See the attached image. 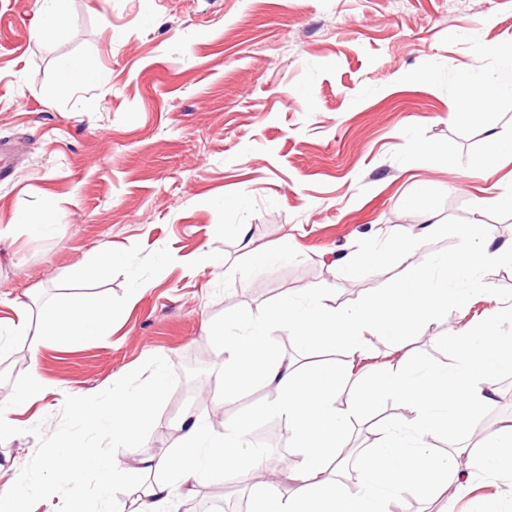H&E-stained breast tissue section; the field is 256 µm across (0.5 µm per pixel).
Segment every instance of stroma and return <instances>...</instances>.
Listing matches in <instances>:
<instances>
[{
    "instance_id": "stroma-1",
    "label": "stroma",
    "mask_w": 512,
    "mask_h": 512,
    "mask_svg": "<svg viewBox=\"0 0 512 512\" xmlns=\"http://www.w3.org/2000/svg\"><path fill=\"white\" fill-rule=\"evenodd\" d=\"M46 8L0 0V140L19 158L0 180V226L16 227L0 249V321L13 319L7 301L23 293L33 325L47 308L100 298L112 321L100 336L51 343L35 358L12 337L11 374L37 372L45 386L16 419L53 432L66 396L98 393L154 355L179 371L202 353L200 379H179L142 449L119 450L117 461L134 469L141 453L175 448L191 411L216 434L241 423L272 430L266 460L295 468L280 418L258 415L263 389L245 388L221 410L201 398L200 381L224 368V347L203 324L261 317L316 285L329 306L357 305L366 289L397 287L407 265L448 264L462 224L495 225L496 245L512 242V210L489 203L512 193V155H488L489 136L512 141V94L487 110L463 94L497 79L490 49L512 42V0H66L65 24L40 33ZM75 65L93 77L62 88ZM51 196L61 213L49 232L19 225ZM425 224L439 230L409 262L366 263ZM104 246L111 273L67 287L73 265ZM277 248L285 259L255 262ZM334 255L351 262L331 268ZM484 275L492 298L474 296L464 311L444 305L409 329L414 358L452 367L458 353L441 336L466 335L489 311L512 307V264ZM273 342L302 365L348 363L343 348L309 351L286 331ZM494 389V403L472 417L486 440L512 418V368ZM405 413L383 397L360 415L349 469L369 426ZM36 446L30 435L0 443V490ZM490 498L512 512V472L473 476L464 494L406 491L399 505L431 512L440 499L452 512H478Z\"/></svg>"
}]
</instances>
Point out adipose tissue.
I'll return each mask as SVG.
<instances>
[{"label":"adipose tissue","mask_w":512,"mask_h":512,"mask_svg":"<svg viewBox=\"0 0 512 512\" xmlns=\"http://www.w3.org/2000/svg\"><path fill=\"white\" fill-rule=\"evenodd\" d=\"M459 246L441 277L418 267L409 268L391 294L368 293L353 307L333 308L324 302L322 287L305 291L304 301L287 298L265 315L244 321L241 328L211 323L207 332L224 345V369L214 380L210 401L223 408L242 384L262 387L267 399L259 413L284 418L288 445L298 453L291 492H283L277 480L260 473L261 452L245 442L244 426L212 435L207 424L190 415L183 422L181 444L170 454L142 458L136 512H169L179 490L196 487L201 480L226 484L251 478L257 486L252 512H390L389 504L403 489L429 492L439 486L466 490L468 480L452 456L438 457L429 439L438 431L472 428L471 416L492 404L489 385L500 368L512 362V336L500 331L502 319L491 313L469 334L448 336L460 352L448 369H428L410 357L379 376L380 392L401 402L407 413L397 423L377 429L371 449L355 476L338 475V450L348 425L373 395L363 386L368 375L356 363L366 345L375 340L395 341L412 323L434 318L439 306L465 307L470 296L488 295L492 289L482 276L490 262L512 263V244L495 246L494 229L488 224H463L457 229ZM466 282L463 290L454 289ZM17 315L11 329L22 335L31 355L48 343L79 340L104 330L112 317L108 301L86 306L73 304L51 311L38 327H30L22 298H14ZM294 333L297 342L310 348L340 343L350 361L343 371L327 367L299 374L296 364L275 350L273 336L279 330ZM249 374H241L243 363ZM356 385L358 397L344 399L347 385ZM508 439L495 446L476 441L468 446L470 470H512V426Z\"/></svg>","instance_id":"obj_1"}]
</instances>
